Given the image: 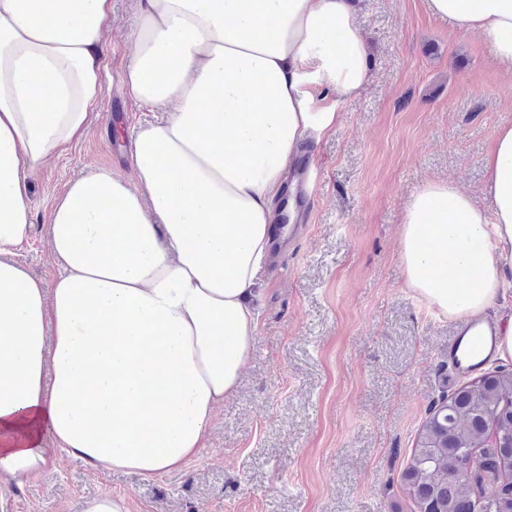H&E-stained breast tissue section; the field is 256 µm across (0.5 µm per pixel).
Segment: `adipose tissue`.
I'll list each match as a JSON object with an SVG mask.
<instances>
[{"label": "adipose tissue", "instance_id": "obj_1", "mask_svg": "<svg viewBox=\"0 0 512 512\" xmlns=\"http://www.w3.org/2000/svg\"><path fill=\"white\" fill-rule=\"evenodd\" d=\"M512 62V0H428ZM112 0H0V500L60 454L151 478L184 467L232 395L258 327L272 201L314 111L370 75L351 0H138L123 85L157 112L131 177L68 184L53 205V289L14 255L31 176L82 137L100 93ZM483 202L452 182L405 209L406 284L451 319L512 289V125L483 161Z\"/></svg>", "mask_w": 512, "mask_h": 512}]
</instances>
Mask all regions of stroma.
<instances>
[{"mask_svg": "<svg viewBox=\"0 0 512 512\" xmlns=\"http://www.w3.org/2000/svg\"><path fill=\"white\" fill-rule=\"evenodd\" d=\"M371 77L336 103L340 123L309 139L313 209L277 268L261 270V315L236 392L184 469L151 479L62 455L13 486L0 512H84L124 496L130 512H417L403 481L429 408L469 374L449 347L459 324L407 288L398 257L408 202L426 182L471 194L497 130L512 125V70L483 38L427 0H356ZM103 93L87 133L32 179V235L17 259L46 288L47 238L67 184L109 168L153 119L122 86L136 0H112ZM84 512H129L125 497L110 493L88 501Z\"/></svg>", "mask_w": 512, "mask_h": 512, "instance_id": "1", "label": "stroma"}]
</instances>
